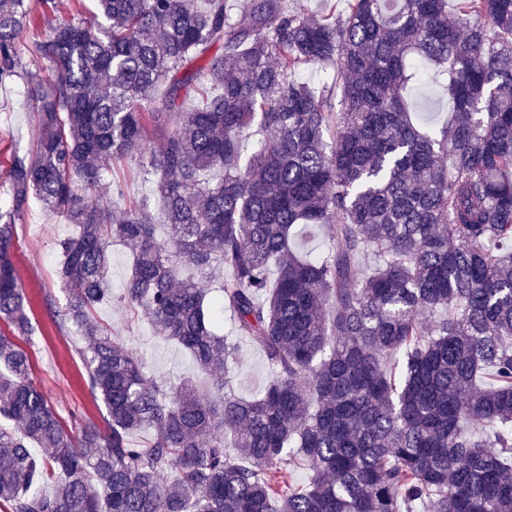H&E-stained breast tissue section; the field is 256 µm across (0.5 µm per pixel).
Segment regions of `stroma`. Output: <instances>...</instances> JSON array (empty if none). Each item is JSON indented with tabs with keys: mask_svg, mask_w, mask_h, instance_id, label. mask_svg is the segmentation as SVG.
I'll list each match as a JSON object with an SVG mask.
<instances>
[{
	"mask_svg": "<svg viewBox=\"0 0 512 512\" xmlns=\"http://www.w3.org/2000/svg\"><path fill=\"white\" fill-rule=\"evenodd\" d=\"M21 73L8 88L0 89V209L9 208L11 195L8 170L13 153L30 150L39 129L27 98V75L35 73L47 84L56 71L47 63L23 56ZM409 103L422 125L439 127L448 120V95L442 78L431 77L425 85L411 87ZM75 231L63 218L45 212L39 201H31L15 226L14 261L20 283L29 300V316L35 332L24 347L33 373L67 426L79 431L84 419L102 421L104 407L90 390L80 341L68 328L59 326L52 309L64 306L65 293L58 278V244ZM98 319L111 326L130 351L143 361L157 379L192 380L208 391L207 378L199 372L188 351L153 332L147 322L133 318L120 303L100 307ZM270 368L262 352L249 341H241L240 353L231 369L237 396H254L268 381Z\"/></svg>",
	"mask_w": 512,
	"mask_h": 512,
	"instance_id": "stroma-1",
	"label": "stroma"
}]
</instances>
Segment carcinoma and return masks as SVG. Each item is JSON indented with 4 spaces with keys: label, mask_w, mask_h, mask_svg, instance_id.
I'll list each match as a JSON object with an SVG mask.
<instances>
[{
    "label": "carcinoma",
    "mask_w": 512,
    "mask_h": 512,
    "mask_svg": "<svg viewBox=\"0 0 512 512\" xmlns=\"http://www.w3.org/2000/svg\"><path fill=\"white\" fill-rule=\"evenodd\" d=\"M95 2L91 22L41 39L32 0H0V87L25 52L58 71L29 82L40 134L13 153L0 210V504L512 512V0H462L454 22L448 0H346L318 18L283 0ZM309 65L334 69L341 111L296 78ZM428 69L453 101L436 132L405 96ZM170 123L152 143L148 126ZM144 155L162 217L116 215L112 163ZM33 198L76 227L55 317L83 339L106 409L76 436L17 342L32 324L15 224ZM299 224L328 229L327 253L292 248ZM114 240L132 249L120 302L190 352L216 399L149 375L96 318ZM226 310L271 367L250 400L231 386L237 343L214 329ZM302 464L312 477L293 487Z\"/></svg>",
    "instance_id": "obj_1"
}]
</instances>
